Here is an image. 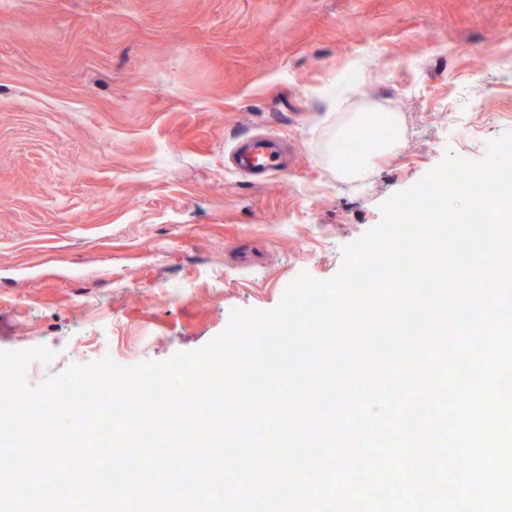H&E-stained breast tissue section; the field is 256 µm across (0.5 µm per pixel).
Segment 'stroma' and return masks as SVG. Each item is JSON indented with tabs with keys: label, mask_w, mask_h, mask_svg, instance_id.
Returning a JSON list of instances; mask_svg holds the SVG:
<instances>
[{
	"label": "stroma",
	"mask_w": 512,
	"mask_h": 512,
	"mask_svg": "<svg viewBox=\"0 0 512 512\" xmlns=\"http://www.w3.org/2000/svg\"><path fill=\"white\" fill-rule=\"evenodd\" d=\"M512 0H0V350L163 361L235 309L327 280L446 152L512 132ZM404 144L364 183L328 158L348 112ZM283 147L257 181L226 151Z\"/></svg>",
	"instance_id": "35a3bbf8"
}]
</instances>
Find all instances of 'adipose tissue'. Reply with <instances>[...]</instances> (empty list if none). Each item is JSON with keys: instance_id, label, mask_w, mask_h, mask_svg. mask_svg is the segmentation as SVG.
<instances>
[{"instance_id": "ef3b65f1", "label": "adipose tissue", "mask_w": 512, "mask_h": 512, "mask_svg": "<svg viewBox=\"0 0 512 512\" xmlns=\"http://www.w3.org/2000/svg\"><path fill=\"white\" fill-rule=\"evenodd\" d=\"M365 125H384L390 128L388 138L375 142L364 155L347 161L340 153H331L330 159L334 163L338 174L351 181L365 180L373 167L375 157L383 152L393 151L400 147L399 139L400 119L392 112H353L347 115L345 121L337 127V139H344L355 130Z\"/></svg>"}]
</instances>
